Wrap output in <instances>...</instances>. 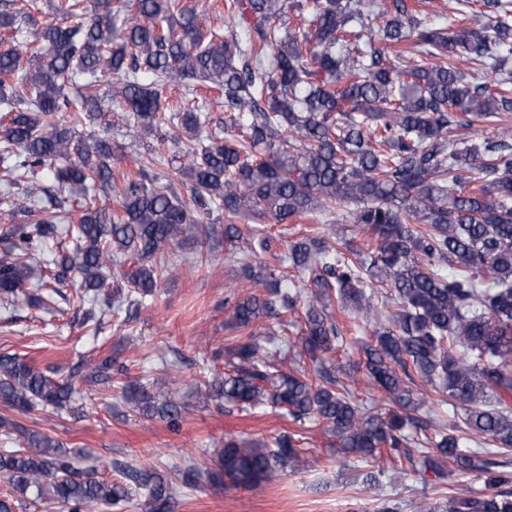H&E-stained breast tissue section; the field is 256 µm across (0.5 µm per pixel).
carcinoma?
I'll return each mask as SVG.
<instances>
[{
  "instance_id": "carcinoma-1",
  "label": "carcinoma",
  "mask_w": 512,
  "mask_h": 512,
  "mask_svg": "<svg viewBox=\"0 0 512 512\" xmlns=\"http://www.w3.org/2000/svg\"><path fill=\"white\" fill-rule=\"evenodd\" d=\"M479 2V12L458 9L434 28L408 0H313L307 9L299 0H228V19L243 36L226 40L182 0H103L105 13L93 15L86 0H60L58 20L30 40L22 22L32 4L11 0L0 13V29L12 33L0 50V208L16 221L0 229L10 241L0 254V300L25 287L41 246L72 211L76 245L52 260L44 287L76 285L104 305L124 293L140 304L164 276L171 246L210 233L214 210L230 219L224 242L235 249L260 232L231 222L240 215L320 221L352 202L348 223L367 227L374 247L345 255L330 235H303L288 249L300 274L295 292L280 288L270 265L243 263L266 293L235 301V327L248 338L231 350L232 373L209 382L200 400L271 405L294 422L331 428L340 454H385L441 478L484 475L492 488L427 512H512V493L499 490L512 482L504 470L512 454V71L502 68L512 53V0ZM289 12L296 25L286 31L280 21ZM407 42L418 56L412 62L398 51ZM461 59L470 73L456 68ZM192 80L223 99L224 140L203 134L207 101L166 103L165 86ZM114 104L160 143L176 137L189 200L153 159L136 162L117 185L122 147L106 135ZM59 112L67 123L54 121ZM88 121L103 132H80ZM479 123L502 137L470 145L451 137ZM89 181L118 209L88 198ZM378 286L391 306L373 311ZM303 293L301 345L321 363L317 382L282 372L252 331L298 310ZM334 304L350 317L369 314L374 341L362 363L369 386L386 395L375 413L323 367L342 340ZM115 370L123 367L109 355L57 378L0 354V404L72 413L75 385L110 384ZM418 379L448 406V423L414 455L407 429L419 426L411 415L424 403L412 388ZM121 397L138 414L180 427L174 393L129 382ZM0 432L18 445L0 453L10 485L0 512H15L30 494L68 512H110L134 488L143 491V512H168L175 500L156 468L120 466L123 481L107 480L94 466L76 468L63 443L5 415ZM479 441L488 448L471 447ZM299 443L291 432L270 444L229 439L220 471L206 478L256 488L296 467Z\"/></svg>"
}]
</instances>
